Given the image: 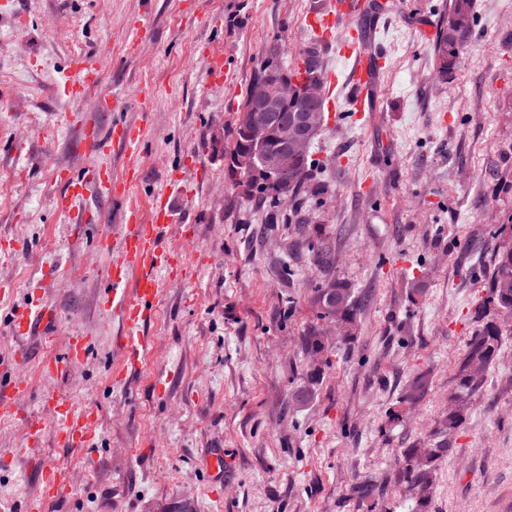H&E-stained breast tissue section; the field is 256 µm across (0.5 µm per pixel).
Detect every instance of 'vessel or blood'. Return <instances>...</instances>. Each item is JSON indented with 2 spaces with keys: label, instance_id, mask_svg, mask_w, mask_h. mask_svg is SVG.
<instances>
[{
  "label": "vessel or blood",
  "instance_id": "1",
  "mask_svg": "<svg viewBox=\"0 0 512 512\" xmlns=\"http://www.w3.org/2000/svg\"><path fill=\"white\" fill-rule=\"evenodd\" d=\"M362 6L358 0H330L327 8L309 12L306 25L318 41L329 42L335 28L346 24L347 35L337 44L341 57L349 60L351 67L345 77L350 86L348 102L356 119H363L367 112L373 111L377 99V78L381 64L378 59L366 55L362 46L367 31L362 27ZM77 78L70 87L73 96H80L84 90L98 79L99 71L94 63L80 61L76 64ZM117 143L131 154L142 149V132L139 127L116 122L108 135L90 131L88 150L98 155L106 152L110 143ZM95 189L103 198L121 207L123 222V248L126 254L124 264L112 268L108 277L112 289L105 303L116 312L122 322L123 334L118 342L120 358L124 365L136 364L148 349L142 329L155 310V302L161 292V284L154 269L162 259L166 234L174 222L170 206L169 190L158 191L154 196L153 218L151 223L141 221L140 210L129 193L128 180L112 177L107 168L90 169L80 179L66 183V191L56 200L58 210L65 215L75 212L76 204L83 199L88 189ZM56 312L44 303L15 310L9 319V327L14 335L24 336L35 328L50 331L55 325ZM89 352V346L82 338L71 337L64 353L57 358L45 361L41 365L43 374L54 376L64 371L70 361L83 358ZM29 362L26 350H16L12 356L13 371L9 378V387L13 392L24 394L29 384L24 371ZM46 417L31 419L28 426L29 446H37L46 424H54L56 437L61 445L84 448L90 440L88 432L96 419L93 408L75 411L70 403L57 396H48L43 400ZM43 496L26 502L24 512H45L47 503L59 498L66 488V471L60 466L45 467L42 477Z\"/></svg>",
  "mask_w": 512,
  "mask_h": 512
}]
</instances>
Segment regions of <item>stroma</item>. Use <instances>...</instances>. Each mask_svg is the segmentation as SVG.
Masks as SVG:
<instances>
[{"label": "stroma", "mask_w": 512, "mask_h": 512, "mask_svg": "<svg viewBox=\"0 0 512 512\" xmlns=\"http://www.w3.org/2000/svg\"><path fill=\"white\" fill-rule=\"evenodd\" d=\"M325 0H0V512H22L41 474L19 453L41 400L64 396L99 421L86 448L57 444L46 426L36 453L69 473L46 512H369L347 497L356 479L385 480L400 448L428 440L447 410L451 369L477 327L497 230L512 223V0H473L475 26L447 78L432 43L449 0H388L365 42L381 58L378 105L362 121L327 113L312 153L328 191L315 222L336 243L333 277L363 302L353 344L327 335L329 362L310 384L298 348L315 322L310 294L321 274L296 247L293 225L268 223L263 205L232 190L224 142L269 42L287 55L309 44L304 18ZM102 67L85 96L69 95L72 61ZM137 124L143 147L128 157L84 152V126ZM108 166L139 171L143 216L176 175L168 246L184 263L162 284L144 334L150 346L123 384L113 381L122 323L103 299L124 261L112 202L88 192L75 224L54 199L62 180ZM109 235L111 249L96 241ZM19 241L23 250L11 249ZM290 276L277 272L281 263ZM58 264V278L43 268ZM57 311L51 341H19L15 309ZM89 355L56 377L44 360L70 337ZM30 352V390L4 385L19 344ZM432 385L391 426L411 378ZM315 396L296 407L297 390ZM456 451L438 474L436 512H501L512 500V335L472 399ZM224 451L213 482L209 449Z\"/></svg>", "instance_id": "obj_1"}]
</instances>
